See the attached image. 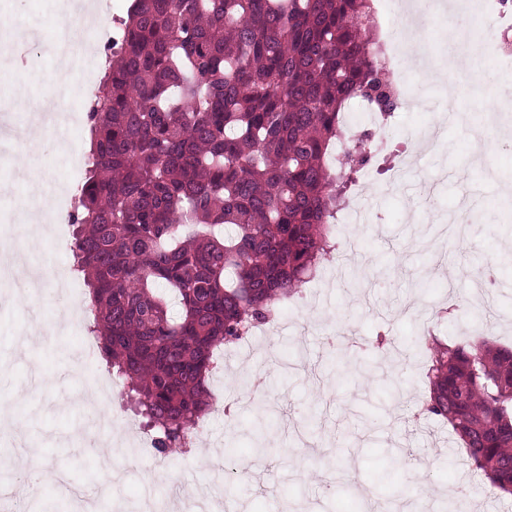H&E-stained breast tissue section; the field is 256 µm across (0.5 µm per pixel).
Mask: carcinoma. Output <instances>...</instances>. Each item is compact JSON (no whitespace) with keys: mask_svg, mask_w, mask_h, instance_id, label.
Masks as SVG:
<instances>
[{"mask_svg":"<svg viewBox=\"0 0 512 512\" xmlns=\"http://www.w3.org/2000/svg\"><path fill=\"white\" fill-rule=\"evenodd\" d=\"M370 0H133L104 46L74 195L88 331L158 454L210 407L214 353L314 277L373 138L340 120L399 94ZM424 412L512 495V349L424 342Z\"/></svg>","mask_w":512,"mask_h":512,"instance_id":"carcinoma-1","label":"carcinoma"}]
</instances>
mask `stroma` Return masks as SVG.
<instances>
[{"label":"stroma","mask_w":512,"mask_h":512,"mask_svg":"<svg viewBox=\"0 0 512 512\" xmlns=\"http://www.w3.org/2000/svg\"><path fill=\"white\" fill-rule=\"evenodd\" d=\"M57 0H0V34L39 36L0 83V122H20L16 100L37 105L43 78L54 68ZM436 111L398 109L385 128L372 130L393 148V167L405 176L384 193L383 158L360 171L351 202L366 201L361 217L340 212L337 257L324 265L299 296L288 299V325L279 334L256 333L224 357L222 377L212 380L215 400L194 438V451L163 457L144 453L139 417L127 431L112 425L110 411L124 397L115 385L94 435L84 433L81 398L91 380H109L99 355H88L84 321L65 333L35 329L31 311L14 291L0 286V453H36L43 471L65 476L66 485L41 483L29 494L30 512H83L80 498L98 500L102 512H130L145 499L178 495L176 512H191L193 496L210 499L211 512H355L364 502L372 512H392L412 481L395 464L402 449L425 465L427 512H512V498L488 494L483 477L463 470L465 453L451 430L432 415L409 420L429 395L428 363L421 340L463 343L475 337L512 345V122L494 126L497 148L476 155L474 139L445 121V100L426 86ZM45 181L75 193L69 157L50 132L34 151L0 153V252L32 253L54 276L70 277L73 293H50L42 314L67 313L87 305L88 291L73 277L69 249L53 235L31 241L32 229L18 204L30 192L32 170ZM473 213L465 243L427 241V225L445 220L460 200ZM381 275L370 278L372 269ZM490 301L491 324H482L478 296ZM388 345L374 353V336ZM241 373L259 378L272 412L269 451L260 460L248 453L247 437H234L233 423L253 419L255 407L239 402ZM122 472L104 491L105 466ZM478 484L482 495L463 497L461 481Z\"/></svg>","instance_id":"obj_1"}]
</instances>
